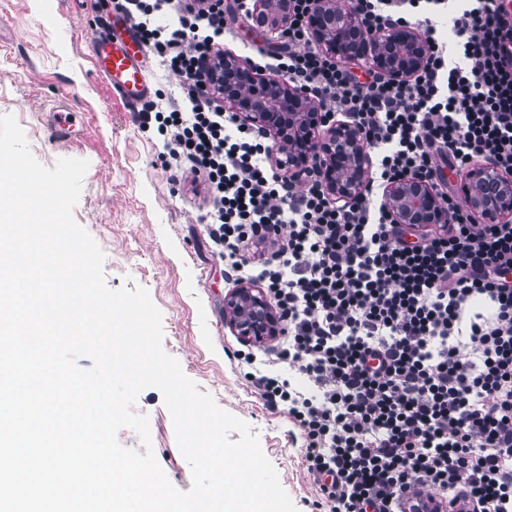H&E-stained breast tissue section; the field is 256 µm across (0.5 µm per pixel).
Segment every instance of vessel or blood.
<instances>
[{
  "label": "vessel or blood",
  "mask_w": 512,
  "mask_h": 512,
  "mask_svg": "<svg viewBox=\"0 0 512 512\" xmlns=\"http://www.w3.org/2000/svg\"><path fill=\"white\" fill-rule=\"evenodd\" d=\"M112 22L111 34L92 40L93 63L113 93L135 108L145 104L151 96L144 52L127 19L117 15Z\"/></svg>",
  "instance_id": "b4317fda"
}]
</instances>
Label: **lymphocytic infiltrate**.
I'll use <instances>...</instances> for the list:
<instances>
[{"mask_svg":"<svg viewBox=\"0 0 512 512\" xmlns=\"http://www.w3.org/2000/svg\"><path fill=\"white\" fill-rule=\"evenodd\" d=\"M446 0H349L367 29L408 24L429 4L424 68L394 83L361 82L321 53L307 26L312 0H293L265 69L305 88L326 115L343 113L378 152L362 197L339 206L316 178L295 191L266 166L258 132L225 124L197 78L226 27L217 0H123L145 48L178 78L188 110L144 112L170 160L188 162L212 201L207 226L229 275L244 278L246 246L268 255L256 277L283 320L279 361L293 388L260 374L264 403L286 407L306 445L327 512H399V502L449 497L463 512H512V224H481L442 175L489 162L512 173V14L470 0L453 19L457 61L437 35ZM176 29L156 27L160 6ZM431 184L449 221L422 235L393 223L381 188Z\"/></svg>","mask_w":512,"mask_h":512,"instance_id":"lymphocytic-infiltrate-1","label":"lymphocytic infiltrate"}]
</instances>
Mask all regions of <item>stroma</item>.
Returning <instances> with one entry per match:
<instances>
[{"label":"stroma","instance_id":"obj_1","mask_svg":"<svg viewBox=\"0 0 512 512\" xmlns=\"http://www.w3.org/2000/svg\"><path fill=\"white\" fill-rule=\"evenodd\" d=\"M112 8V0H0V116L16 117L44 166L87 161L73 218L102 249L107 285L148 290L162 314L164 351L200 391L250 426L298 512H312L318 493L304 440L245 378L253 368L268 371L264 350L254 347L256 360L246 364L238 357L242 342L224 324L233 284L205 232L212 202L204 184L188 167L165 164L156 129H142L90 63V38ZM227 28L223 50L247 61L253 47L276 40L239 15L228 17ZM62 99L79 115L77 138L59 137L49 126ZM133 410L147 416L153 454L168 480L189 490L191 469L161 392L144 389Z\"/></svg>","mask_w":512,"mask_h":512}]
</instances>
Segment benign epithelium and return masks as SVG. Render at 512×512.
<instances>
[{
  "label": "benign epithelium",
  "mask_w": 512,
  "mask_h": 512,
  "mask_svg": "<svg viewBox=\"0 0 512 512\" xmlns=\"http://www.w3.org/2000/svg\"><path fill=\"white\" fill-rule=\"evenodd\" d=\"M290 0H254L253 17L275 32L288 26ZM309 31L326 55L363 60L393 82L413 78L425 65L428 45L418 29H367L342 0H313ZM204 84L232 110L234 120L272 140L269 156L289 181L300 182L315 169L319 186L344 205L367 189L371 167L361 127L350 120L325 122L321 106L285 78L259 75L228 52H217L201 71ZM461 190L484 224L512 223V175L489 163L473 165ZM385 201L397 224H446L448 210L433 188L418 178L385 187ZM224 323L238 339L262 346L281 333V320L265 291L241 283L224 301Z\"/></svg>",
  "instance_id": "1"
}]
</instances>
